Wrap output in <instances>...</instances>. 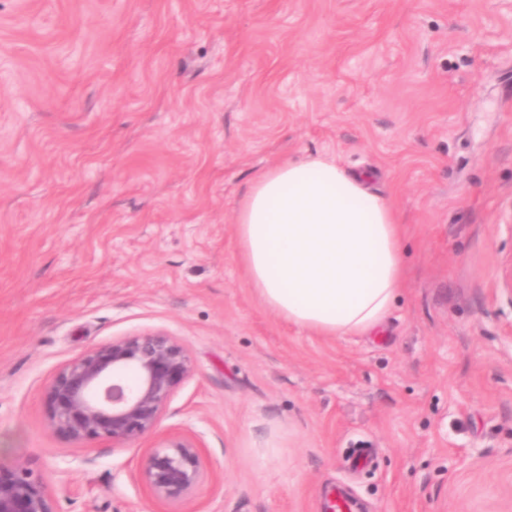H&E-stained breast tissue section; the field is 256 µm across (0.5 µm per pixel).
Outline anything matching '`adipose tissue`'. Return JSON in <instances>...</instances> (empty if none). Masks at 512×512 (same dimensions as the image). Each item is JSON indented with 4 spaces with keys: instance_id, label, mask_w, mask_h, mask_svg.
Returning a JSON list of instances; mask_svg holds the SVG:
<instances>
[{
    "instance_id": "obj_1",
    "label": "adipose tissue",
    "mask_w": 512,
    "mask_h": 512,
    "mask_svg": "<svg viewBox=\"0 0 512 512\" xmlns=\"http://www.w3.org/2000/svg\"><path fill=\"white\" fill-rule=\"evenodd\" d=\"M374 181L316 154L250 183L236 212L239 258L283 322L328 338L368 336L386 322L406 280L404 230Z\"/></svg>"
}]
</instances>
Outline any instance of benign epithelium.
I'll use <instances>...</instances> for the list:
<instances>
[{
    "mask_svg": "<svg viewBox=\"0 0 512 512\" xmlns=\"http://www.w3.org/2000/svg\"><path fill=\"white\" fill-rule=\"evenodd\" d=\"M191 365L163 331L116 338L62 365L45 394L51 430L71 441L131 442L153 434ZM151 495L181 503L204 477L197 441L176 436L151 449L139 468ZM0 512H55L41 478L0 464Z\"/></svg>",
    "mask_w": 512,
    "mask_h": 512,
    "instance_id": "7a95c632",
    "label": "benign epithelium"
}]
</instances>
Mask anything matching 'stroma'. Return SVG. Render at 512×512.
<instances>
[{
  "instance_id": "stroma-1",
  "label": "stroma",
  "mask_w": 512,
  "mask_h": 512,
  "mask_svg": "<svg viewBox=\"0 0 512 512\" xmlns=\"http://www.w3.org/2000/svg\"><path fill=\"white\" fill-rule=\"evenodd\" d=\"M318 153L402 214L371 336L289 326L238 259L251 180ZM509 266L512 0H0V462L57 512H173L138 469L174 435L189 512H512ZM155 331L192 366L155 433L49 428L63 364Z\"/></svg>"
}]
</instances>
